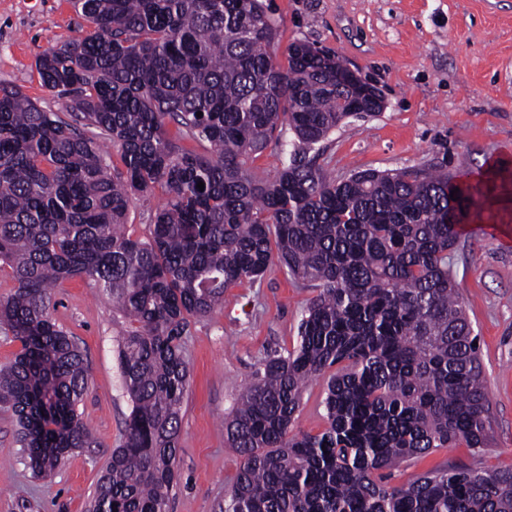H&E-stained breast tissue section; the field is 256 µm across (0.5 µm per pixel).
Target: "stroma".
<instances>
[{"label": "stroma", "instance_id": "stroma-1", "mask_svg": "<svg viewBox=\"0 0 512 512\" xmlns=\"http://www.w3.org/2000/svg\"><path fill=\"white\" fill-rule=\"evenodd\" d=\"M285 61L304 40L377 87V116L348 118L324 141L322 165L343 178L375 169L443 166L472 179L489 162L503 167L460 234L452 269L477 337L490 408L488 448H439L392 468L399 485L453 461L481 470L512 465V0H267ZM87 23L71 0H0V84L37 98L60 117L68 98L41 89L36 60L80 35ZM496 232H486V225ZM311 283L272 265L260 283L231 288L224 304L191 329L177 485L169 512H220L241 459L224 436V418L267 353L292 349ZM52 318L74 336L89 373L79 406L91 443L48 478L34 476L0 406V512H86L130 412L115 339L127 327L110 295L89 280L63 282Z\"/></svg>", "mask_w": 512, "mask_h": 512}]
</instances>
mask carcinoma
I'll list each match as a JSON object with an SVG mask.
<instances>
[{
    "instance_id": "carcinoma-1",
    "label": "carcinoma",
    "mask_w": 512,
    "mask_h": 512,
    "mask_svg": "<svg viewBox=\"0 0 512 512\" xmlns=\"http://www.w3.org/2000/svg\"><path fill=\"white\" fill-rule=\"evenodd\" d=\"M72 3L89 29L36 62L41 86L70 98L69 118L0 86V267L15 282L0 327L22 344L0 368V404L33 471L47 477L89 445L77 412L86 362L49 313L54 288L87 278L129 323L117 342L131 411L92 512H168L191 326L277 262L316 295L296 346L260 361L224 421L241 457L224 512H512V466L450 463L400 486L387 473L437 448L488 447L476 337L451 270L482 204L473 186L416 166L328 177L322 141L378 103L307 42L278 62L266 0ZM272 141L281 170L263 180L249 162ZM157 188L165 204L135 238L130 209ZM315 378L325 426L292 434Z\"/></svg>"
}]
</instances>
